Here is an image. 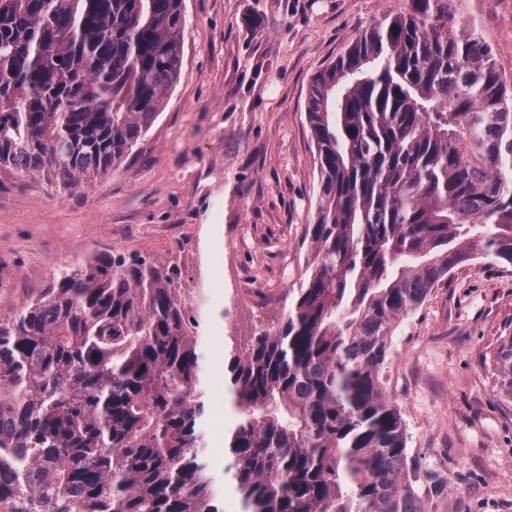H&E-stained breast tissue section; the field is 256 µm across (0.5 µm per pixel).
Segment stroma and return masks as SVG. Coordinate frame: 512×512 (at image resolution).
<instances>
[{
  "mask_svg": "<svg viewBox=\"0 0 512 512\" xmlns=\"http://www.w3.org/2000/svg\"><path fill=\"white\" fill-rule=\"evenodd\" d=\"M408 0H183L179 80L164 110L110 174L70 191L0 168V315L55 273L99 253L181 270L206 323L205 431L225 512L240 501L224 439L240 420L224 397L225 349L276 329L311 261L319 202L306 118L313 76ZM512 89V0H455ZM512 336V266L463 264L400 318L382 380L400 409L425 512H512V395L492 354Z\"/></svg>",
  "mask_w": 512,
  "mask_h": 512,
  "instance_id": "obj_1",
  "label": "stroma"
}]
</instances>
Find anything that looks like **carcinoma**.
<instances>
[{
    "mask_svg": "<svg viewBox=\"0 0 512 512\" xmlns=\"http://www.w3.org/2000/svg\"><path fill=\"white\" fill-rule=\"evenodd\" d=\"M449 2L411 0L312 78L309 273L224 354L241 512H425L387 339L461 263L512 265V93ZM185 25L182 0H0V164L65 190L108 174L164 109ZM180 274L94 255L0 318V512H224ZM493 366L511 394L512 336Z\"/></svg>",
    "mask_w": 512,
    "mask_h": 512,
    "instance_id": "carcinoma-1",
    "label": "carcinoma"
}]
</instances>
